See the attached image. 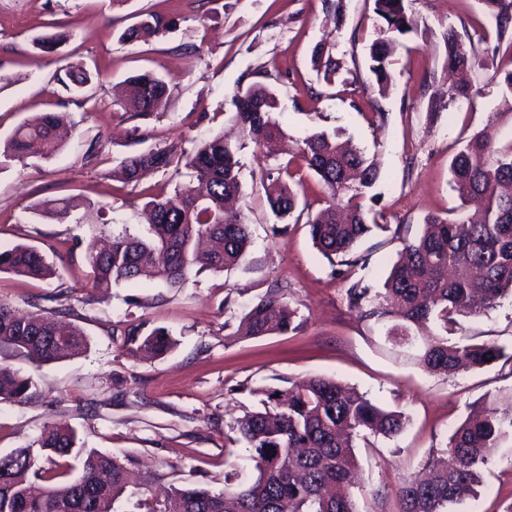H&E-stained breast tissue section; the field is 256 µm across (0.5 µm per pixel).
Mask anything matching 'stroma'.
<instances>
[{"mask_svg": "<svg viewBox=\"0 0 512 512\" xmlns=\"http://www.w3.org/2000/svg\"><path fill=\"white\" fill-rule=\"evenodd\" d=\"M405 5L417 27L395 44L392 83L382 95L368 69L369 47L384 29L373 0H347L340 20L326 0H0V141L46 112L63 113L71 128L54 157L32 155L0 170V246H36L57 271L47 280L0 273V300L47 317L65 309L88 340L85 352L42 365L0 352L1 364L36 385L28 401H0L1 455L32 445L57 423L75 429L82 448L118 458L136 478L132 493L173 484L219 490L226 451L247 456L235 419L258 407L263 390L323 375L407 415L400 435L356 450L359 512H399V488L422 477L424 461L469 403L491 394L512 414L511 370L496 363L449 377L426 372L411 350L387 342L385 325L359 318L343 297L353 276L381 287L400 247L393 227L414 235L427 215H470L449 171L463 141L490 125L501 143L512 142V100L492 70L454 76L446 65L448 28L469 22L494 32L481 0ZM142 14L169 21V29L134 45L120 41ZM55 25L67 41L39 53L36 39ZM320 43L344 63L331 86L312 68ZM70 63L101 71L84 94L56 80ZM142 72L170 79L172 95L165 110L134 117L116 96L120 82ZM452 82L463 95L447 97ZM252 84L276 92L289 150L311 133L336 131L376 164L379 180L363 204L381 228L354 250L365 268L332 266L305 222L274 231L261 178L278 162L249 147L240 154L236 206L251 246L239 265L190 274L178 288L151 280L89 292L87 243L147 236L142 204L177 183L154 173L125 184L116 174L123 159L156 148L189 153L206 138L234 136L233 95ZM58 197L73 200L67 218L33 214L35 204ZM274 294L297 309L301 328L238 336L244 312ZM139 323L167 328L177 346L158 357L130 351L123 330ZM460 333L512 353V302L461 318ZM454 512H512V447L494 449L477 496Z\"/></svg>", "mask_w": 512, "mask_h": 512, "instance_id": "stroma-1", "label": "stroma"}]
</instances>
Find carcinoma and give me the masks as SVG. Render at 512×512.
Masks as SVG:
<instances>
[{"mask_svg":"<svg viewBox=\"0 0 512 512\" xmlns=\"http://www.w3.org/2000/svg\"><path fill=\"white\" fill-rule=\"evenodd\" d=\"M405 0H374V11L386 32L405 35L415 28ZM495 20L497 46L512 48V0H482ZM166 29L149 15L127 27L125 43L145 41ZM448 69H464L477 62L461 35L451 28L445 36ZM370 71L384 86L391 80L390 42L378 39L370 46ZM314 69L330 84L343 70V61L323 45L314 48ZM484 65L501 75L500 85L512 96V55L509 66L495 59ZM94 75L68 64L57 81L80 93ZM169 82L150 72L127 79L122 102L134 116L166 108ZM233 120L245 130L231 142L222 135L201 142L189 154L174 149L148 150L125 158L120 173L126 183L137 181L140 171L153 169L178 173L189 170V182L175 190V198L157 196L144 205L151 236L122 235L101 250L85 248L90 268V288L107 292L112 287L141 279L170 284L184 281L193 270L224 271L239 264L251 244L249 227L225 202L239 195V154L249 146L269 157L277 153L282 132L277 119L276 95L262 85L238 89ZM63 117L46 112L25 122L0 144V170L21 161L38 144L42 156H55L61 146ZM298 154L329 195L328 206L308 221L313 245L327 259L344 258L373 230L386 229L364 208L362 199L377 183L379 173L362 152L347 149L337 135L315 132L303 140ZM452 187L464 203L477 206V217L448 220L429 215L422 231L396 235L402 243L399 260L384 281L372 288L363 278L345 288L348 307L364 319L380 321L396 316L387 338L400 348L418 347L417 364L425 371L446 376L461 369L482 368L512 355L495 342L472 336L448 340V326L457 316L479 315L502 300L512 298V142L501 145L494 134L482 131L451 159ZM289 167L267 170L263 189L267 205L279 222L288 220L297 204V191L289 180ZM70 208L66 199L39 203L35 213L63 218ZM36 279L56 276V268L34 246L16 244L0 249V273ZM297 310L279 296H266L241 318L246 335L253 338L285 334L300 327ZM432 322L437 333L422 345L410 326ZM125 343L138 350L165 355L176 339L164 327L149 331L144 325L124 329ZM88 345L76 328H59L40 314L19 316L0 303V351L18 352L37 364H48L64 354L78 355ZM35 387L32 379L0 364V400L23 402ZM467 417L447 436L425 462L432 476L415 479L400 488L401 512H451L454 505L474 496L482 484L491 452L512 442V419L498 414L496 399L484 395L470 404ZM407 420L401 411L385 410L367 395L330 377L313 376L292 383L288 390H267L260 406L235 421L232 430L246 445L249 464L228 457L224 489L170 486L158 499L138 500V512H359L350 490L358 467L354 441L369 436L391 439ZM74 429L61 424L44 427L34 442L41 455L52 461L43 468L29 448L0 455V512H124L126 471L117 459L77 447ZM80 459L82 474L70 479L69 458Z\"/></svg>","mask_w":512,"mask_h":512,"instance_id":"carcinoma-1","label":"carcinoma"}]
</instances>
